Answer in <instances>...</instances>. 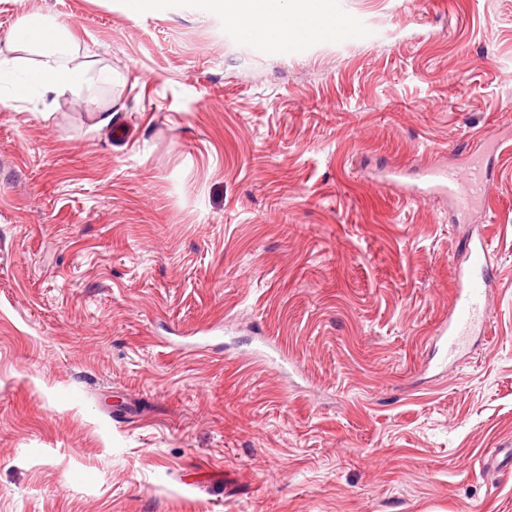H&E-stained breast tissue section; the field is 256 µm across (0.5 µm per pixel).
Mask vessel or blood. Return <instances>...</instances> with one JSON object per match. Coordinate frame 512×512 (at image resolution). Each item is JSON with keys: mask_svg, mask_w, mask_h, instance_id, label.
<instances>
[{"mask_svg": "<svg viewBox=\"0 0 512 512\" xmlns=\"http://www.w3.org/2000/svg\"><path fill=\"white\" fill-rule=\"evenodd\" d=\"M476 141L477 149L470 153L468 161L448 166L429 165L422 173L424 192L447 196L452 209L462 215L487 210V162L503 153L512 135L481 134ZM490 252L489 239L485 234H478L467 243L463 259L456 266L451 312L447 320L436 324L432 331L447 354H456L470 337L489 333L486 307L493 288Z\"/></svg>", "mask_w": 512, "mask_h": 512, "instance_id": "obj_1", "label": "vessel or blood"}]
</instances>
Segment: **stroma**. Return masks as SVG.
<instances>
[{
  "label": "stroma",
  "mask_w": 512,
  "mask_h": 512,
  "mask_svg": "<svg viewBox=\"0 0 512 512\" xmlns=\"http://www.w3.org/2000/svg\"><path fill=\"white\" fill-rule=\"evenodd\" d=\"M285 53L209 0H0L121 80L0 107V512H512V0H335ZM113 108L110 125L101 112ZM492 332L435 361L453 259ZM476 141L474 148L478 146V149L471 153L474 150L471 148L462 162L448 167L428 165L422 173L424 187L420 190L447 196L448 204L461 215L477 210L488 212L486 163L504 152L510 153L512 148L510 131L494 137L479 134Z\"/></svg>",
  "instance_id": "obj_1"
}]
</instances>
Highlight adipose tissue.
<instances>
[{
	"label": "adipose tissue",
	"instance_id": "adipose-tissue-1",
	"mask_svg": "<svg viewBox=\"0 0 512 512\" xmlns=\"http://www.w3.org/2000/svg\"><path fill=\"white\" fill-rule=\"evenodd\" d=\"M217 9H229L244 23L260 25L284 48H291L305 36L318 32L319 10L315 0H213ZM13 47L33 51L37 59L30 71L19 72L14 59L0 56V84L10 86L11 100L26 98L31 89L41 94H77L94 83H108L112 73L92 70L76 62L74 48L54 20L33 14L21 20L9 39Z\"/></svg>",
	"mask_w": 512,
	"mask_h": 512
}]
</instances>
